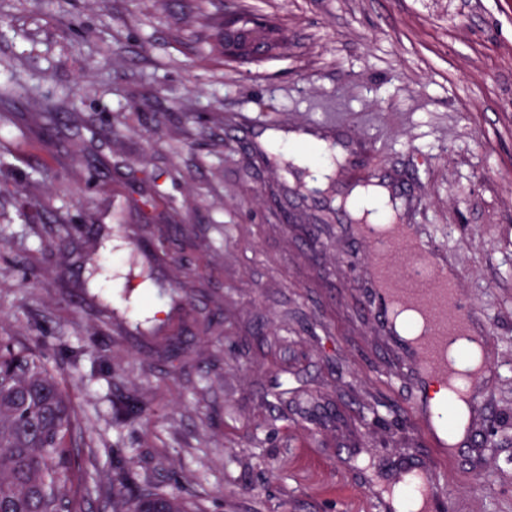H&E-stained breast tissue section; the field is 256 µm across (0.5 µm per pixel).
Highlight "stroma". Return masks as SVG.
<instances>
[{"label":"stroma","instance_id":"obj_1","mask_svg":"<svg viewBox=\"0 0 512 512\" xmlns=\"http://www.w3.org/2000/svg\"><path fill=\"white\" fill-rule=\"evenodd\" d=\"M188 2L0 0V114L84 117L48 143L0 117V146L26 153L0 174V336L44 342L73 383L84 512L146 479L203 512H369L347 467L385 488L432 455L397 425L410 381L359 303L346 259L363 247L336 230L338 197L368 182L406 197L401 223L427 226L490 315L482 465L444 459L432 512H512V0H202L287 25L286 49L242 64L177 26ZM330 112L361 159L313 193L279 140ZM163 224L194 244L154 266ZM277 382L284 421L260 403ZM129 392L147 408L121 423Z\"/></svg>","mask_w":512,"mask_h":512}]
</instances>
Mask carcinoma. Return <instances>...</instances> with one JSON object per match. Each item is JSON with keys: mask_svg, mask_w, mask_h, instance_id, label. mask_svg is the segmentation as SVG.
<instances>
[{"mask_svg": "<svg viewBox=\"0 0 512 512\" xmlns=\"http://www.w3.org/2000/svg\"><path fill=\"white\" fill-rule=\"evenodd\" d=\"M61 111L33 106L43 127ZM144 408L131 394L115 415L127 420ZM88 427L45 344L0 336V512H82L87 473L77 442ZM149 502L163 512H193L185 497L159 493L148 480L135 497L112 500V512H141Z\"/></svg>", "mask_w": 512, "mask_h": 512, "instance_id": "cac0c4a2", "label": "carcinoma"}]
</instances>
